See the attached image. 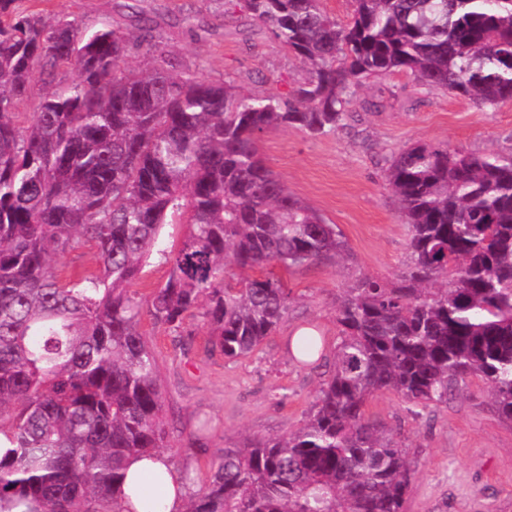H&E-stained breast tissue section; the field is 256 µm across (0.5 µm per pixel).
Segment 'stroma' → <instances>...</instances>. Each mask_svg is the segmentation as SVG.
I'll return each mask as SVG.
<instances>
[{"label":"stroma","mask_w":512,"mask_h":512,"mask_svg":"<svg viewBox=\"0 0 512 512\" xmlns=\"http://www.w3.org/2000/svg\"><path fill=\"white\" fill-rule=\"evenodd\" d=\"M131 0H30L31 10L62 13L87 28L108 22L132 30ZM166 54L200 68L204 79L235 82L251 93L288 94L307 67L224 0H141ZM376 101L365 109V101ZM353 120L312 137L294 127L261 136L266 165L289 190L338 225L347 259L285 275L288 319L253 354L229 360L210 350L208 326L187 317L174 333L143 319L140 329L159 366L166 453L197 492L225 449L248 437L283 436L308 418L330 376L340 341L335 300L359 275L391 280L404 268L407 231L385 181L399 151L416 142L512 154V103L477 110L464 97L415 85L396 72L364 81ZM314 325L326 342L318 364L298 363L287 341ZM368 416L399 440L414 469L404 512H512V425L495 413L486 387L471 379L447 404L419 409L392 393L374 398Z\"/></svg>","instance_id":"obj_1"}]
</instances>
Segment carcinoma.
Masks as SVG:
<instances>
[{
  "mask_svg": "<svg viewBox=\"0 0 512 512\" xmlns=\"http://www.w3.org/2000/svg\"><path fill=\"white\" fill-rule=\"evenodd\" d=\"M19 2L0 0V512H122L127 460L166 447L142 317L177 332L196 312L211 350L241 358L288 318L268 267L348 253L266 166L261 135L334 134L362 81L399 71L482 110L511 102L512 0H354L346 24L322 0H238L308 67L287 97L179 68L142 11L133 36ZM61 66L76 78L58 81ZM387 182L408 228L403 272L336 297L342 341L306 422L224 449L185 512H403L414 472L366 418L385 392L441 405L478 377L512 424V154L418 142ZM167 224L189 231L163 248ZM85 244L100 268L61 276L58 257ZM154 255L169 275L144 298L133 286ZM306 329L313 365L323 338Z\"/></svg>",
  "mask_w": 512,
  "mask_h": 512,
  "instance_id": "cac0c4a2",
  "label": "carcinoma"
}]
</instances>
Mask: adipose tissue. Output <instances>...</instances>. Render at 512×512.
Wrapping results in <instances>:
<instances>
[{"instance_id": "ef3b65f1", "label": "adipose tissue", "mask_w": 512, "mask_h": 512, "mask_svg": "<svg viewBox=\"0 0 512 512\" xmlns=\"http://www.w3.org/2000/svg\"><path fill=\"white\" fill-rule=\"evenodd\" d=\"M187 484L166 456L130 459L119 501L136 512H183Z\"/></svg>"}]
</instances>
